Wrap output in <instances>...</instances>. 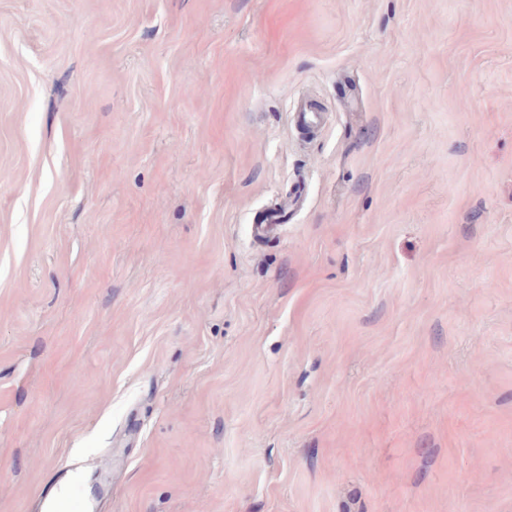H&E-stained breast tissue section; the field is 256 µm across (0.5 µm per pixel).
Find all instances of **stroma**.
Here are the masks:
<instances>
[{
  "label": "stroma",
  "mask_w": 512,
  "mask_h": 512,
  "mask_svg": "<svg viewBox=\"0 0 512 512\" xmlns=\"http://www.w3.org/2000/svg\"><path fill=\"white\" fill-rule=\"evenodd\" d=\"M105 456L98 512H512V0H0V512Z\"/></svg>",
  "instance_id": "1"
}]
</instances>
